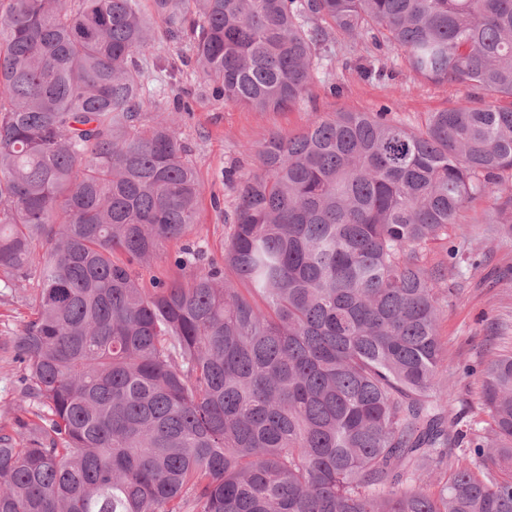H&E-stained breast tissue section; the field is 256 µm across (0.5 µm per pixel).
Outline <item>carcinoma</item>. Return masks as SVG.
Returning a JSON list of instances; mask_svg holds the SVG:
<instances>
[{
  "instance_id": "obj_1",
  "label": "carcinoma",
  "mask_w": 512,
  "mask_h": 512,
  "mask_svg": "<svg viewBox=\"0 0 512 512\" xmlns=\"http://www.w3.org/2000/svg\"><path fill=\"white\" fill-rule=\"evenodd\" d=\"M152 4L226 102L295 105L339 35L483 103L271 137L227 172L218 261L183 242L201 184L176 119L139 128L138 0L1 3L0 288L37 301L0 512H512V355L483 369L489 427L456 428L419 262L477 197L512 235V0ZM179 243H171L166 246L160 254L149 263L140 268L141 277L146 287H151L150 282L153 278L165 279L172 274V257L178 249Z\"/></svg>"
}]
</instances>
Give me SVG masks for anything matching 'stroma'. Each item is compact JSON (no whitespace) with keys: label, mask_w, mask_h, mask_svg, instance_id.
Listing matches in <instances>:
<instances>
[{"label":"stroma","mask_w":512,"mask_h":512,"mask_svg":"<svg viewBox=\"0 0 512 512\" xmlns=\"http://www.w3.org/2000/svg\"><path fill=\"white\" fill-rule=\"evenodd\" d=\"M140 8L155 35L153 52L143 64L140 125H154L160 107H173L175 98L188 103L177 132L189 148L187 158L202 187L191 238L214 257L222 254L236 196L224 174L254 171L257 152L271 136L299 133L313 120L339 111L375 113L385 106L391 110L390 120L416 130L428 113L480 102L473 90L415 76L393 50L380 54L384 78L364 76L352 63L354 47L339 37L320 47L319 65L298 104L280 112L242 107L213 94L195 63L190 38L165 39L166 22L153 12L151 0H140ZM490 205L484 198L472 202L462 223L451 225L446 236L420 253L427 270L448 271L447 280L438 284L437 334L446 352L440 374L453 385L445 410L463 429L481 428L488 421L480 399L478 371L483 362L512 352V237L484 223ZM455 245L463 247V255L451 256ZM34 304L33 291L1 292L0 338L15 336Z\"/></svg>","instance_id":"1"}]
</instances>
